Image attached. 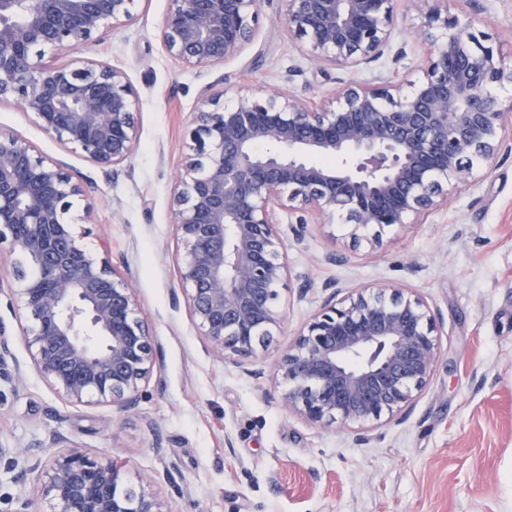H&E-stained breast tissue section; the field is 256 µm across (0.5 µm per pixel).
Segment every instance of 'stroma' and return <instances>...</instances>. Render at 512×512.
<instances>
[{
  "label": "stroma",
  "instance_id": "35a3bbf8",
  "mask_svg": "<svg viewBox=\"0 0 512 512\" xmlns=\"http://www.w3.org/2000/svg\"><path fill=\"white\" fill-rule=\"evenodd\" d=\"M167 0H140L130 24L72 51L123 70L139 140L118 176L65 152L32 114L0 104V129L66 162L92 209L87 242L106 240L128 274L158 341L153 376L136 410L72 405L34 372L0 385V442L49 445L60 435L91 456L108 454L128 481L153 474L173 512H512V141L485 177L455 191L424 224L396 227L381 250L353 247L337 224H311L288 240L291 274L305 296L282 294L280 348L322 306L325 283H402L436 314L443 352L404 413L357 441L319 429L279 406L274 354L227 362L200 336L179 277L171 194L190 113L204 85L328 93L350 72L310 61L289 38L283 0H261L253 44L237 59L196 73L166 51ZM449 18L472 22L512 55V0H443Z\"/></svg>",
  "mask_w": 512,
  "mask_h": 512
}]
</instances>
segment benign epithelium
<instances>
[{
	"label": "benign epithelium",
	"mask_w": 512,
	"mask_h": 512,
	"mask_svg": "<svg viewBox=\"0 0 512 512\" xmlns=\"http://www.w3.org/2000/svg\"><path fill=\"white\" fill-rule=\"evenodd\" d=\"M397 0H285L288 32L311 61L359 70L389 49ZM424 16L421 75L352 79L331 96L207 84L191 113L173 192L180 278L210 348L224 360L276 345L289 277L282 213L304 225L343 224L370 252L386 229L423 224L448 207V188L475 184L498 156L512 111L494 89L512 85L505 57L470 24L448 23L431 0H406ZM138 0H0V104L16 103L67 151L108 172L138 142L125 73L96 60L45 62L128 23ZM261 0H169L160 29L188 70L224 65L255 40ZM81 182L60 160L34 154L0 129V244L18 287L6 295L34 371L63 399L117 412L139 404L157 346L132 280L84 241L90 208L74 213ZM441 355L435 314L411 288L372 283L335 290L274 363L282 410L319 428L370 432L413 403ZM14 372H9L8 361ZM0 318V381L21 380ZM27 462L29 493L12 512H171L156 477L127 483L107 457L76 447L43 456L0 447V463Z\"/></svg>",
	"instance_id": "7a95c632"
}]
</instances>
